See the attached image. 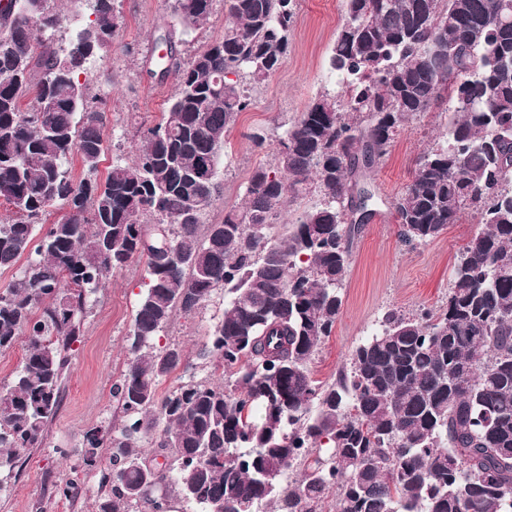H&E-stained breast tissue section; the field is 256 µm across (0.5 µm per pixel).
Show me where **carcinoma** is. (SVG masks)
I'll return each instance as SVG.
<instances>
[{
    "instance_id": "cac0c4a2",
    "label": "carcinoma",
    "mask_w": 512,
    "mask_h": 512,
    "mask_svg": "<svg viewBox=\"0 0 512 512\" xmlns=\"http://www.w3.org/2000/svg\"><path fill=\"white\" fill-rule=\"evenodd\" d=\"M214 0H176L184 31L209 24ZM329 57L339 93L311 102L275 135L273 165L256 167L244 203L204 223L220 195L219 152L249 90L288 55L296 0H224L222 38L176 65L178 87L134 159L104 180L106 116L80 82L120 27L114 0L59 50L55 0L0 5V350L26 340L0 386V487L43 446L89 302L110 273L146 258L128 336L132 359L112 385L122 413L85 434L81 467L101 470L97 512H165L176 496L203 512H512V11L507 0H345ZM491 16L502 18L494 28ZM233 77L228 78L226 74ZM34 93L36 104L20 109ZM448 101V139L417 160L394 203L402 242L438 238L463 210L479 231L453 268L448 302L388 312L336 381L310 363L340 315L351 241V191L409 117ZM84 176L70 177L72 156ZM316 182L325 202L285 236L273 227ZM57 203L66 217L41 230ZM152 230H147V225ZM221 316L202 355L229 375L158 397L183 364L160 345L172 317L194 316L217 291ZM164 462L139 452L146 437ZM302 467L291 481L286 472ZM280 471L277 482L266 478Z\"/></svg>"
}]
</instances>
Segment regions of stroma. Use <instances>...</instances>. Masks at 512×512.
Segmentation results:
<instances>
[{
  "label": "stroma",
  "instance_id": "obj_1",
  "mask_svg": "<svg viewBox=\"0 0 512 512\" xmlns=\"http://www.w3.org/2000/svg\"><path fill=\"white\" fill-rule=\"evenodd\" d=\"M115 7L121 26L114 42L99 50L80 76L91 106L108 117L105 132L111 147L99 166L102 178L113 163L134 159L144 131L159 121L177 90L176 74L162 80L147 75L158 55L156 36L172 32L176 55L186 61L224 33L222 0H217L210 24L188 35L174 13V0H115ZM344 12V0H298L287 57L272 77L252 89L250 108L226 134L218 165L221 193L207 209L205 223H221L225 210L241 206L254 167L271 162L273 144L256 147L253 133H283L314 98L339 91L340 78L330 71L328 58ZM449 118L440 108L411 117L399 129L388 154L364 171V181L378 198L377 212L352 245L341 313L310 364L316 381H335L352 350L376 332L387 312L413 313L447 301L459 253L479 228L477 215L465 211L459 223L449 225L441 236L410 248L399 237L393 203L410 183L420 154L446 133ZM144 275V259H132L112 273L92 299L44 445L30 449L22 466L15 469L9 493L0 495V512H95L98 471L80 474V494L75 500L59 498L54 486L70 476L86 432L95 427L110 429L121 419L112 385L131 359L127 338ZM223 307L224 297L219 294L200 314L191 318L177 314L167 324L161 342L179 347L184 364L162 380L159 394L191 380L214 379V365L201 357L200 349Z\"/></svg>",
  "mask_w": 512,
  "mask_h": 512
}]
</instances>
